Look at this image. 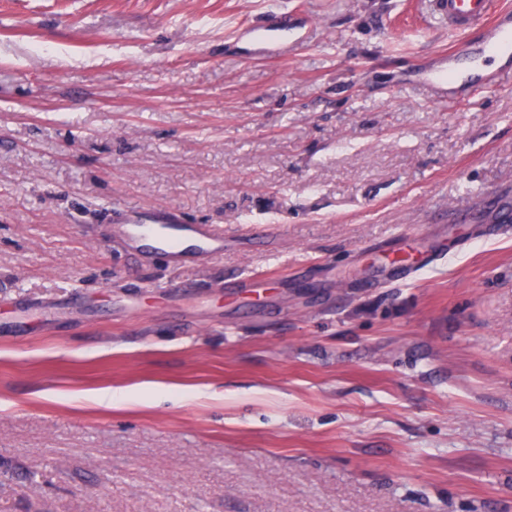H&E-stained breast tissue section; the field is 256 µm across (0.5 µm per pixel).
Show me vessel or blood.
Masks as SVG:
<instances>
[{
	"label": "vessel or blood",
	"mask_w": 512,
	"mask_h": 512,
	"mask_svg": "<svg viewBox=\"0 0 512 512\" xmlns=\"http://www.w3.org/2000/svg\"><path fill=\"white\" fill-rule=\"evenodd\" d=\"M432 22L448 27L460 39L444 65L429 75L432 86H462L476 92L512 77V9L496 0H428ZM119 223L128 236L152 243L157 250L180 257V245L194 239L199 252L210 256L224 250V237L211 225L192 224L176 207L143 212L120 210Z\"/></svg>",
	"instance_id": "obj_1"
}]
</instances>
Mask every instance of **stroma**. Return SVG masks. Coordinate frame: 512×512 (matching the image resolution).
I'll list each match as a JSON object with an SVG mask.
<instances>
[{
    "label": "stroma",
    "instance_id": "stroma-1",
    "mask_svg": "<svg viewBox=\"0 0 512 512\" xmlns=\"http://www.w3.org/2000/svg\"><path fill=\"white\" fill-rule=\"evenodd\" d=\"M423 11L0 0V512H512V79ZM119 213L118 224H127L128 236L138 242H151L160 251L172 254L174 259L182 255L180 245L188 238L195 240L199 252L215 256L224 251V235L216 233L210 224H192L182 212L172 206L161 210L143 212L114 210Z\"/></svg>",
    "mask_w": 512,
    "mask_h": 512
}]
</instances>
